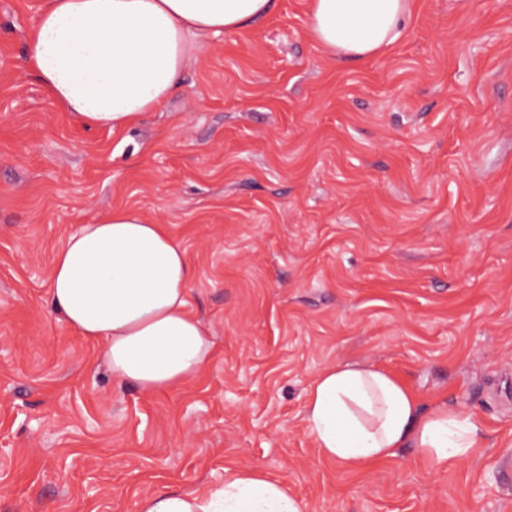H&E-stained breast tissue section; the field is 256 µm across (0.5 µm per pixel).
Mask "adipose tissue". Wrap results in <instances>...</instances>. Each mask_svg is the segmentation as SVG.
Returning a JSON list of instances; mask_svg holds the SVG:
<instances>
[{
    "mask_svg": "<svg viewBox=\"0 0 512 512\" xmlns=\"http://www.w3.org/2000/svg\"><path fill=\"white\" fill-rule=\"evenodd\" d=\"M277 0H47L25 63L52 99L92 129L125 130L175 92L197 39L256 23ZM411 0H310L308 31L334 56L362 60L398 41ZM195 272L182 246L133 208H118L67 237L49 277L53 309L98 343L115 381L152 394L197 375L210 328L188 309ZM304 422L322 455L357 468L413 446L434 463L465 457L480 432L471 413L426 411L393 375L351 362L319 371ZM137 512H302L286 484L257 468L228 467L203 493L158 490Z\"/></svg>",
    "mask_w": 512,
    "mask_h": 512,
    "instance_id": "adipose-tissue-1",
    "label": "adipose tissue"
}]
</instances>
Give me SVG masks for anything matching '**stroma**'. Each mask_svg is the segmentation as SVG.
Instances as JSON below:
<instances>
[{
  "instance_id": "obj_1",
  "label": "stroma",
  "mask_w": 512,
  "mask_h": 512,
  "mask_svg": "<svg viewBox=\"0 0 512 512\" xmlns=\"http://www.w3.org/2000/svg\"><path fill=\"white\" fill-rule=\"evenodd\" d=\"M411 2L402 38L355 62L313 42L309 0H278L110 131L22 65L45 0H0V512H137L228 466L304 512H512V0ZM116 207L185 249L213 334L210 364L153 394L50 302L57 249ZM352 360L474 413L476 446L326 461L305 392Z\"/></svg>"
}]
</instances>
